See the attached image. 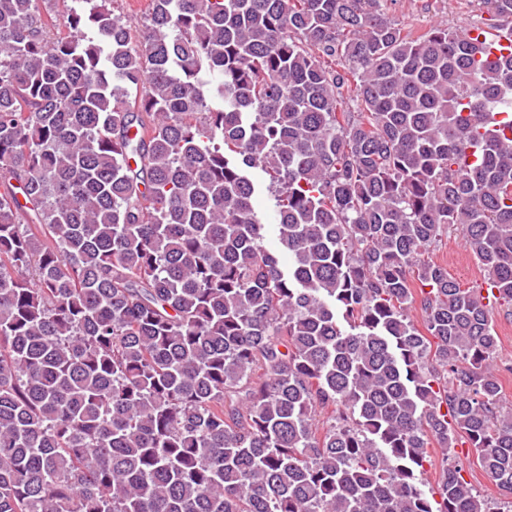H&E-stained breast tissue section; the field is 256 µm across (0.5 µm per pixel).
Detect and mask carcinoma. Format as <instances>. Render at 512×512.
I'll list each match as a JSON object with an SVG mask.
<instances>
[{
	"label": "carcinoma",
	"instance_id": "carcinoma-1",
	"mask_svg": "<svg viewBox=\"0 0 512 512\" xmlns=\"http://www.w3.org/2000/svg\"><path fill=\"white\" fill-rule=\"evenodd\" d=\"M80 2L0 0V512H501L512 0ZM147 3V0H114L112 9L115 14L120 13L125 16V19L132 25L141 26L147 9ZM421 1H429V9H422ZM471 1V2H470ZM394 0L388 2L391 18L406 28L422 32L433 23L448 27L483 26L490 23V15L480 11L474 0ZM432 261L448 268V273L466 286L480 284L484 271L464 236L453 228L446 231L431 251ZM489 308L494 328L499 336L494 364L502 386L501 404L505 410H512V314L497 305ZM466 438L459 439L458 448H456L460 462L464 470L463 474L467 482L471 485L474 492L480 494L481 497L492 501H507L500 494L499 489L489 481L484 472L477 465V453L474 448H469Z\"/></svg>",
	"mask_w": 512,
	"mask_h": 512
}]
</instances>
